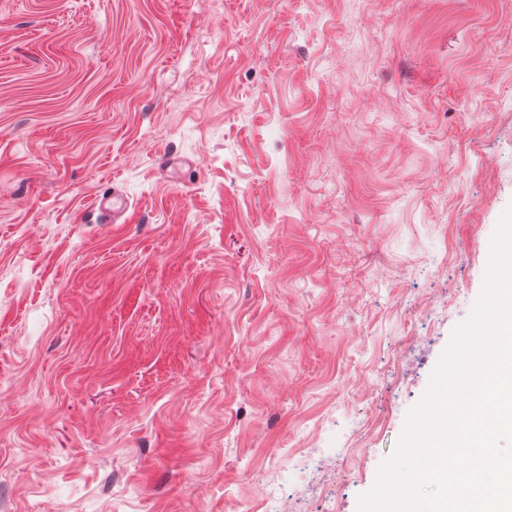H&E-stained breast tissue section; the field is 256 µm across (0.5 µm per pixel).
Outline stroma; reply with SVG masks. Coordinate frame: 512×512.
<instances>
[{
    "mask_svg": "<svg viewBox=\"0 0 512 512\" xmlns=\"http://www.w3.org/2000/svg\"><path fill=\"white\" fill-rule=\"evenodd\" d=\"M511 206L512 0H0V507L359 512Z\"/></svg>",
    "mask_w": 512,
    "mask_h": 512,
    "instance_id": "1",
    "label": "stroma"
}]
</instances>
